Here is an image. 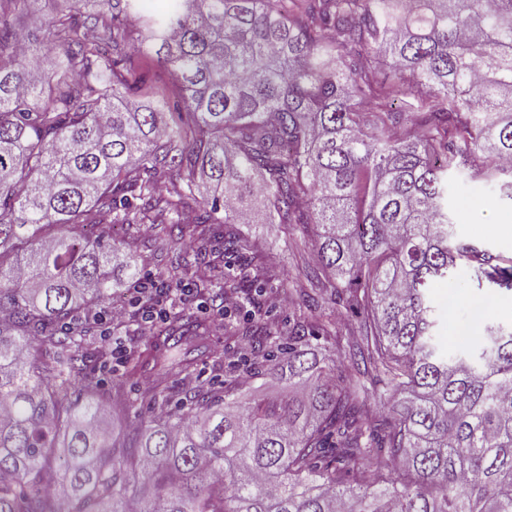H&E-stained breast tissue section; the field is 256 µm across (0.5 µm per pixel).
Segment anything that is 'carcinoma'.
I'll list each match as a JSON object with an SVG mask.
<instances>
[{"instance_id":"carcinoma-1","label":"carcinoma","mask_w":512,"mask_h":512,"mask_svg":"<svg viewBox=\"0 0 512 512\" xmlns=\"http://www.w3.org/2000/svg\"><path fill=\"white\" fill-rule=\"evenodd\" d=\"M36 2L0 0V512H512V329L446 353L431 301L461 266L512 290V261L459 240L448 198L455 176L512 200V0H63L29 30ZM131 49L177 91L141 103ZM253 195L270 223L314 226L316 294L276 343L224 333L291 394L241 406L196 383L215 351L183 311L105 389L75 325L140 270L102 227L201 238ZM224 251L221 289L262 318L255 245ZM190 272L214 287L200 250L157 278ZM149 368L158 409L131 418L125 384Z\"/></svg>"}]
</instances>
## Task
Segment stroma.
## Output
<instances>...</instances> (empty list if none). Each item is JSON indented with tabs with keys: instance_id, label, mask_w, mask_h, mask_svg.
I'll return each mask as SVG.
<instances>
[{
	"instance_id": "35a3bbf8",
	"label": "stroma",
	"mask_w": 512,
	"mask_h": 512,
	"mask_svg": "<svg viewBox=\"0 0 512 512\" xmlns=\"http://www.w3.org/2000/svg\"><path fill=\"white\" fill-rule=\"evenodd\" d=\"M451 203L456 214L455 230L466 241L488 248L493 254L512 258V234L504 225H512V201L502 198L498 187L479 179L455 182ZM238 233L258 241L267 263L274 271L262 297L270 321L287 326L288 318L297 309L311 284L308 274L314 267L313 248L308 229H290L286 224H271L261 204H253L250 222L238 225ZM117 239L138 237V263L143 276L155 275L157 269L182 256L181 244L170 237L158 235L154 225L133 224L110 228ZM433 305L438 318V333L444 346L455 349L474 342L482 335L487 322L512 324V291H498L490 286L477 287L465 268H458L448 283L434 288ZM212 342L223 356L221 366L211 363L197 368L202 384L223 381L234 386L240 403L256 397H281L288 387L276 376L267 374L243 383L238 379L236 363L241 355L239 343L224 333L213 335Z\"/></svg>"
}]
</instances>
